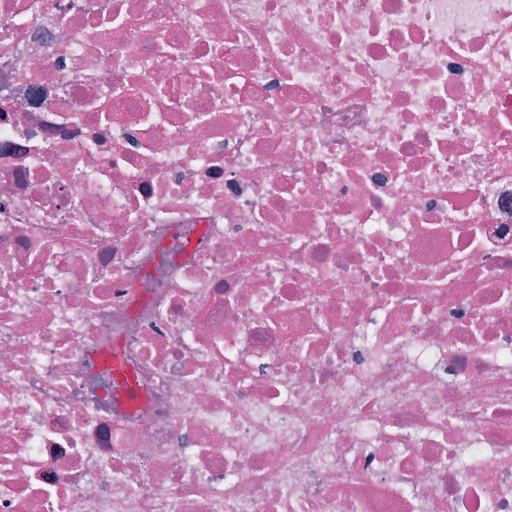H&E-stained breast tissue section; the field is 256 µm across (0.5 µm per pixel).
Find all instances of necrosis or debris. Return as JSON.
I'll use <instances>...</instances> for the list:
<instances>
[{
	"label": "necrosis or debris",
	"instance_id": "1",
	"mask_svg": "<svg viewBox=\"0 0 512 512\" xmlns=\"http://www.w3.org/2000/svg\"><path fill=\"white\" fill-rule=\"evenodd\" d=\"M0 512H512V0H0Z\"/></svg>",
	"mask_w": 512,
	"mask_h": 512
}]
</instances>
